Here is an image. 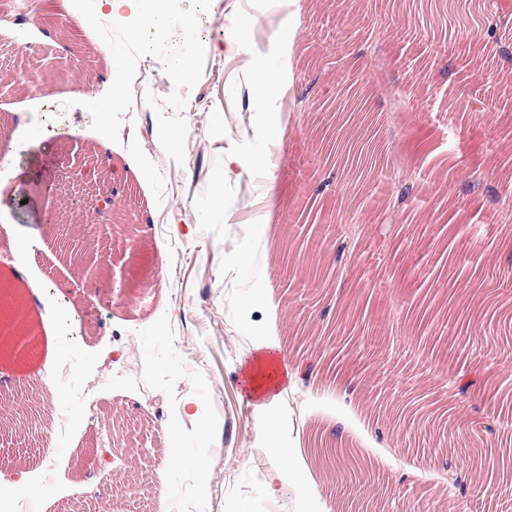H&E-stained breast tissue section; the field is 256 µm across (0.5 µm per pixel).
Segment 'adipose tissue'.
Returning <instances> with one entry per match:
<instances>
[{
  "label": "adipose tissue",
  "mask_w": 512,
  "mask_h": 512,
  "mask_svg": "<svg viewBox=\"0 0 512 512\" xmlns=\"http://www.w3.org/2000/svg\"><path fill=\"white\" fill-rule=\"evenodd\" d=\"M293 30L294 16L289 13L284 17L280 33L272 41L270 60L255 64L260 88L266 95H276L289 81L291 69L284 56V48ZM253 349L255 355L247 368L250 390L259 399L257 409L262 425L272 439L270 453L279 461L284 472L292 475L300 468V457L291 442L288 420L275 390L282 381L297 379L300 371L296 368H279L274 357L276 346L267 340H257Z\"/></svg>",
  "instance_id": "1"
}]
</instances>
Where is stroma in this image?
<instances>
[{
	"mask_svg": "<svg viewBox=\"0 0 512 512\" xmlns=\"http://www.w3.org/2000/svg\"><path fill=\"white\" fill-rule=\"evenodd\" d=\"M39 10L46 24L23 23ZM296 31L288 49L292 82L266 100L234 38L250 24V53L267 52L282 26L263 0H211L199 36L208 44L202 77L175 89L160 60L142 57L120 143L101 144L89 113L61 103L108 90V46L71 0H0V280L12 284L36 330L27 357L0 356V487L20 484L39 512H512V481L491 482L478 464L512 448V330L492 328L495 306L512 317V209L460 200L447 171L465 160L493 179L512 176V61L494 59L479 37L451 30L444 0H291ZM376 32L385 72L359 73L389 153L419 176L418 200L393 231L383 226L387 192L365 203L343 189L318 191L326 100L350 71L345 61ZM423 87L425 95L408 94ZM180 92L186 105L185 161L164 153L147 94ZM278 138L258 134L266 108ZM43 133L15 145L36 120ZM97 157L121 188L112 221L129 233L103 239L107 277L91 281L77 259L44 239L47 211L82 220L56 186L52 165ZM271 155L268 170L224 174L225 156ZM224 212L211 215L216 186ZM345 207L363 227L368 259L351 264L326 294L359 298L376 351L324 352L322 375L282 395L304 468L285 475L268 452L243 370L256 337H273L290 365H305L334 316L310 317L284 267L281 243L303 201ZM265 303L247 307L257 288ZM434 320L461 310L455 340L420 332L413 307ZM472 365L479 386L462 398L448 371ZM354 382L345 403L325 379ZM196 403L183 409L186 397ZM340 428L371 475L368 486L337 481L314 451ZM189 461L168 472L169 433ZM113 447V461L100 451ZM209 475L198 489L193 460ZM48 487L45 497L34 491Z\"/></svg>",
	"mask_w": 512,
	"mask_h": 512,
	"instance_id": "35a3bbf8",
	"label": "stroma"
}]
</instances>
